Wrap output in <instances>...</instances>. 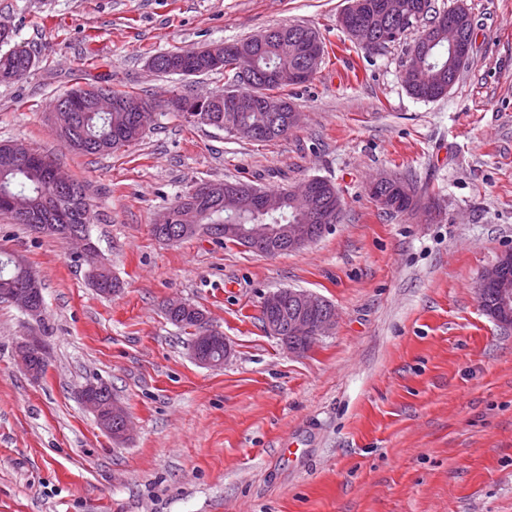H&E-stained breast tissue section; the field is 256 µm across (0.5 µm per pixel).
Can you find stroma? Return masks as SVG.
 I'll return each mask as SVG.
<instances>
[{"instance_id": "1", "label": "stroma", "mask_w": 512, "mask_h": 512, "mask_svg": "<svg viewBox=\"0 0 512 512\" xmlns=\"http://www.w3.org/2000/svg\"><path fill=\"white\" fill-rule=\"evenodd\" d=\"M461 1L469 64L423 102L401 78L410 40L353 44L338 23L348 0H0V24L35 59L0 84V143L38 147L86 184L92 238L122 284L98 295L66 240L0 215V248L43 283L48 328L35 380L14 360L33 322L0 302V512H512V328L474 292L512 251V0ZM295 24L319 33L325 60L288 93L301 122L287 138L244 140L167 109L104 156L53 130V102L79 85L223 92L227 74L148 62ZM383 172L417 177L431 210H381L368 186ZM310 177L336 185L343 215L302 250L152 234L196 183L277 191ZM283 287L336 309L334 331L300 354L260 320ZM176 298L223 332V366L192 358L165 315ZM95 381L132 417L124 442L79 399Z\"/></svg>"}]
</instances>
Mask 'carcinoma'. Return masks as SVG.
Returning <instances> with one entry per match:
<instances>
[{"mask_svg":"<svg viewBox=\"0 0 512 512\" xmlns=\"http://www.w3.org/2000/svg\"><path fill=\"white\" fill-rule=\"evenodd\" d=\"M363 23L370 33V41L365 43L359 38L354 41L369 52L380 51L395 39H382L384 32L394 31L398 37L413 35L409 52L423 60L428 69L430 82L424 87H407L414 98L422 101H435L448 94V25L441 21V10L431 0H399L400 12L397 16H381L382 0H364ZM320 40L317 31L302 25H285L271 29L269 39L259 44L254 37H248L232 43L225 48L224 61L214 63L197 49L181 50L176 53H160L155 58L161 61L159 72L182 76H198L214 71L233 73L234 89L244 94L260 96L278 95L288 99V83H279L272 78L277 72L295 68L301 56L300 38ZM12 34L0 33V45L10 49L0 55V83H16L30 73L35 64L34 57L19 44H12ZM239 49L254 53L258 71L247 77L241 76L233 68L232 52ZM97 88L77 87L59 98L70 109L66 116L70 125L56 128L62 142L77 154H109L122 147L129 146L140 138L138 129L144 116L140 112H122L115 110L102 115L88 111L87 99ZM196 97L178 93L171 100L176 111L183 114L189 123L214 126L221 129L232 127L242 129L241 137L255 141H274L288 136L286 125L278 126L273 136H264L260 131L272 124L268 113L254 109L238 112H215V121L196 118L192 108ZM34 157L26 168L18 166L7 153L0 148V214L10 216L16 224H23L33 233L62 235L64 228L81 237L90 236L91 210L85 186L74 182L77 193L61 194L51 186L48 162L52 158L35 149ZM321 191L314 201L313 210L297 212L286 202L278 212L255 214L252 204L233 195L207 196L193 187L177 196L170 206L171 226L177 231L171 237L164 228L152 227L155 238L163 241H181L191 238L203 225H222L224 220L234 214L239 224H311L314 211L336 202V186L327 180L320 181ZM394 213H408L416 209L422 199V191L417 182L398 177L384 187ZM98 274H88L91 286L101 295H112L119 287V281L104 262H99ZM30 267L17 262L14 254L0 249V293L6 291L11 283L20 282ZM167 319L174 325L189 331V346H194L195 338L202 328L205 318L202 309L194 304L178 311H166Z\"/></svg>","mask_w":512,"mask_h":512,"instance_id":"carcinoma-1","label":"carcinoma"}]
</instances>
